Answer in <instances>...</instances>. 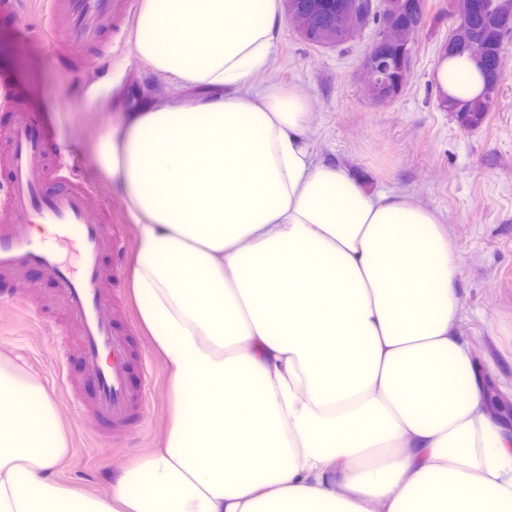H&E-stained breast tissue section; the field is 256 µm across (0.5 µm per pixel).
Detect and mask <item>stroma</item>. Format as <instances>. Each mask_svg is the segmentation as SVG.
Segmentation results:
<instances>
[{"mask_svg": "<svg viewBox=\"0 0 512 512\" xmlns=\"http://www.w3.org/2000/svg\"><path fill=\"white\" fill-rule=\"evenodd\" d=\"M429 21L414 38L411 76L393 100L378 103L362 87L361 61L370 32L338 47L305 42L280 21L268 67L253 87L271 84L301 90L314 115L311 139L318 155L343 166L371 192L411 195L434 210L460 257V333L473 356L512 396V47L505 78L486 122L461 129L440 105L431 72L452 21L448 0H427ZM42 0H24L18 22H0V86L15 93L75 154L82 179L93 186L91 204L119 224L125 252L136 230L117 181L97 166L93 144L109 120L177 94L175 77L156 72L135 49V26L112 34L113 49L72 76L55 58L42 32ZM108 84L111 96L92 102L89 87ZM112 305L117 328L131 339L132 354L145 357L153 383L143 397L144 425L123 436L94 420L91 387L73 340L77 324L58 287L32 270L10 282L15 301L0 300V350L18 355L36 372L71 429V450L61 468L67 483L97 493L144 449L157 447L168 425V367L144 332L132 300L130 264L122 262ZM67 352V380L83 398L74 406L54 370Z\"/></svg>", "mask_w": 512, "mask_h": 512, "instance_id": "stroma-1", "label": "stroma"}]
</instances>
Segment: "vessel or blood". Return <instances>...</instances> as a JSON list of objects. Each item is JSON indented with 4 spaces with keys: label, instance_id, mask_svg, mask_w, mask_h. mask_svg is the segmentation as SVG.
<instances>
[{
    "label": "vessel or blood",
    "instance_id": "vessel-or-blood-1",
    "mask_svg": "<svg viewBox=\"0 0 512 512\" xmlns=\"http://www.w3.org/2000/svg\"><path fill=\"white\" fill-rule=\"evenodd\" d=\"M49 14L65 20L66 40L51 46L62 66L81 72L83 58L71 45L99 46L105 32L128 22L135 0H47ZM13 114L0 142V169L7 188L0 193V274L34 267L56 283L70 315L79 323L78 351L95 389V418L109 430L127 433L139 425L141 399L130 384L131 352L126 335L112 325L109 307L116 295L106 287L104 260L122 256L124 243L108 231L88 204V189L74 163L20 101L6 99ZM52 224L57 241L76 244L78 266L62 262L55 244L35 239L31 227Z\"/></svg>",
    "mask_w": 512,
    "mask_h": 512
}]
</instances>
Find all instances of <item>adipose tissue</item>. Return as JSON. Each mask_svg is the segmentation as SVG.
Masks as SVG:
<instances>
[{
  "mask_svg": "<svg viewBox=\"0 0 512 512\" xmlns=\"http://www.w3.org/2000/svg\"><path fill=\"white\" fill-rule=\"evenodd\" d=\"M279 0H142L135 48L209 98L121 115L96 145L137 229L132 291L170 425L97 496L61 481L69 427L0 351V512H512V426L460 336L436 213L317 156L267 68ZM439 98L484 87L468 55Z\"/></svg>",
  "mask_w": 512,
  "mask_h": 512,
  "instance_id": "1",
  "label": "adipose tissue"
}]
</instances>
